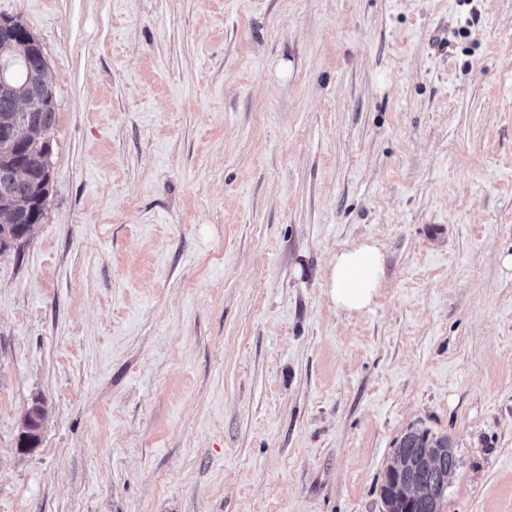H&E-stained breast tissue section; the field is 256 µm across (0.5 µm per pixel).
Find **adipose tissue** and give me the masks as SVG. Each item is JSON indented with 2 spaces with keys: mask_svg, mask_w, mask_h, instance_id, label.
<instances>
[{
  "mask_svg": "<svg viewBox=\"0 0 512 512\" xmlns=\"http://www.w3.org/2000/svg\"><path fill=\"white\" fill-rule=\"evenodd\" d=\"M385 274L384 253L373 241L348 245L333 256L325 281L326 294L336 309L347 314L369 311Z\"/></svg>",
  "mask_w": 512,
  "mask_h": 512,
  "instance_id": "ef3b65f1",
  "label": "adipose tissue"
}]
</instances>
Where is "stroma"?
Masks as SVG:
<instances>
[{
    "label": "stroma",
    "instance_id": "35a3bbf8",
    "mask_svg": "<svg viewBox=\"0 0 512 512\" xmlns=\"http://www.w3.org/2000/svg\"><path fill=\"white\" fill-rule=\"evenodd\" d=\"M57 94L0 253V512H512V0H0ZM372 240V309L325 294ZM40 443L19 447L31 404ZM384 274V253L376 242L352 243L333 256L326 273V294L336 309L362 314L374 305ZM425 448L429 449L423 461L431 465L438 456L444 453L443 448H449L446 454L431 468L426 469L418 485L419 465L416 462L399 460L398 466L405 472L406 483L410 496L404 493L405 480L403 474L389 464L385 469L381 485V500L386 512H441V503L448 487V470L457 468L453 448L450 446L448 436L431 434L427 429H414L405 433L394 448L393 459L397 456L404 458H418ZM454 469V471H455ZM445 489L442 492L443 485Z\"/></svg>",
    "mask_w": 512,
    "mask_h": 512
}]
</instances>
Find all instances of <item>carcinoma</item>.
Returning a JSON list of instances; mask_svg holds the SVG:
<instances>
[{"label": "carcinoma", "instance_id": "1", "mask_svg": "<svg viewBox=\"0 0 512 512\" xmlns=\"http://www.w3.org/2000/svg\"><path fill=\"white\" fill-rule=\"evenodd\" d=\"M11 55L18 65L14 83L0 85V165H21L25 175L9 184L0 181V226L17 225L34 233V226L17 222L35 200L49 198V189L45 188V176L42 167L48 155L45 140L50 137L56 123L57 107L38 108L35 116V128L26 140L12 141L3 134V120L13 115L18 99V88L27 86L38 76L42 68V59L34 51L24 47L21 42H10L0 46V55ZM46 419L42 406L31 405L24 415V424L30 429L41 430ZM448 436H437L427 429H414L405 433L397 442L393 456L417 458L426 448H448ZM458 465L455 453L443 457L431 468L425 470L418 485L417 495L409 498L404 493L403 474L392 466H387L381 485V500L385 512H441V503L445 493L443 485L448 483V470Z\"/></svg>", "mask_w": 512, "mask_h": 512}]
</instances>
